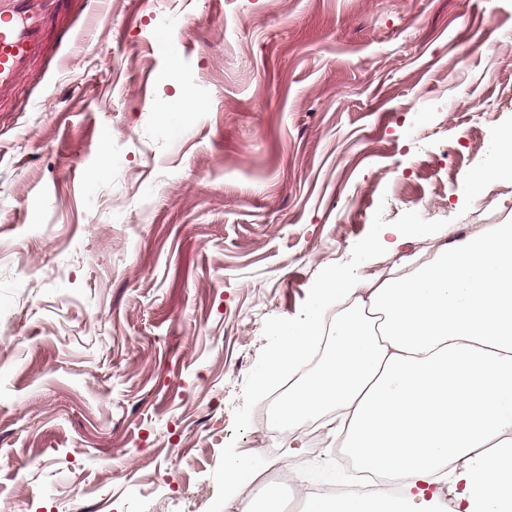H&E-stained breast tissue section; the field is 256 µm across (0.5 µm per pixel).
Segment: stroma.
<instances>
[{
    "mask_svg": "<svg viewBox=\"0 0 512 512\" xmlns=\"http://www.w3.org/2000/svg\"><path fill=\"white\" fill-rule=\"evenodd\" d=\"M50 41L0 105V512H207L265 319L376 209L512 224L463 193L512 0H69Z\"/></svg>",
    "mask_w": 512,
    "mask_h": 512,
    "instance_id": "obj_1",
    "label": "stroma"
}]
</instances>
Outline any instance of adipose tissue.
<instances>
[{"label": "adipose tissue", "instance_id": "adipose-tissue-1", "mask_svg": "<svg viewBox=\"0 0 512 512\" xmlns=\"http://www.w3.org/2000/svg\"><path fill=\"white\" fill-rule=\"evenodd\" d=\"M293 432L316 423L401 485L389 512L454 496L453 512H512V224H475L386 277L342 271L289 326Z\"/></svg>", "mask_w": 512, "mask_h": 512}]
</instances>
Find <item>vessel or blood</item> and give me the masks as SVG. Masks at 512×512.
<instances>
[{
  "label": "vessel or blood",
  "mask_w": 512,
  "mask_h": 512,
  "mask_svg": "<svg viewBox=\"0 0 512 512\" xmlns=\"http://www.w3.org/2000/svg\"><path fill=\"white\" fill-rule=\"evenodd\" d=\"M59 0H0V101L13 97L32 66L48 51L58 25Z\"/></svg>",
  "instance_id": "1"
}]
</instances>
